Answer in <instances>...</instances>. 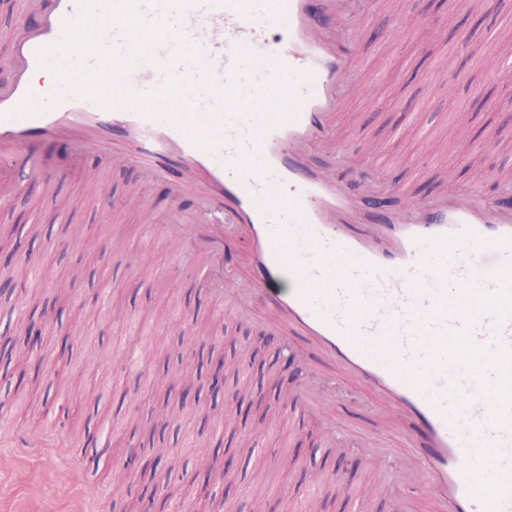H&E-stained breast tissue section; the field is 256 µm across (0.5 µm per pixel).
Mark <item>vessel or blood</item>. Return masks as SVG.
<instances>
[{"label":"vessel or blood","mask_w":512,"mask_h":512,"mask_svg":"<svg viewBox=\"0 0 512 512\" xmlns=\"http://www.w3.org/2000/svg\"><path fill=\"white\" fill-rule=\"evenodd\" d=\"M144 19L171 23L204 62L172 44L124 66L131 88H161L164 66L200 84L274 87L278 119L254 132L247 119L209 127L102 105L39 81L48 47L68 61L103 66L104 52L69 49L80 0H22L1 39L12 79L0 85V160L25 167L42 138L77 152L130 160L173 196L196 192L200 215H173L164 232L205 255L199 282L238 315L287 342L305 337L332 365L413 420L418 434L395 446L429 476L435 496L407 512H512V206L475 194L440 193L406 213L362 206L369 178L330 180L336 111L352 58L341 44L354 0H135ZM251 243L235 286L223 289L224 229ZM478 356L467 357L465 348Z\"/></svg>","instance_id":"obj_1"}]
</instances>
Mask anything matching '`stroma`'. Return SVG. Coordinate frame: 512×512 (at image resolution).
Segmentation results:
<instances>
[{"instance_id": "35a3bbf8", "label": "stroma", "mask_w": 512, "mask_h": 512, "mask_svg": "<svg viewBox=\"0 0 512 512\" xmlns=\"http://www.w3.org/2000/svg\"><path fill=\"white\" fill-rule=\"evenodd\" d=\"M437 19L450 27L448 39L428 42L421 25ZM354 33L356 84L336 115L339 161L326 172L336 183L375 171L378 189L368 203L407 210L410 201L436 190L463 192L479 184L487 205H496L499 185L512 181V69L501 68L503 45H512V0H446L438 16L423 0H357L346 22ZM36 169L56 173L45 183L18 172L20 187L0 204V240L20 241L0 277L12 278L14 291L0 306V334L22 336L30 311L53 298L55 283L70 280L65 299L52 312L51 332L37 355L40 372L26 371L17 395L0 408V512H127L130 503L155 485L166 488V512H208L201 492L214 487L223 512H289L302 494L298 477L319 472L314 512H344L346 490H361L359 512H400L386 484L369 487L374 469L368 441L394 443L407 427L393 409L363 390L315 353L295 364L275 339L250 328L244 346L254 360H241L243 397L213 396L211 373L224 350L215 336L234 335V314L224 311L199 285V262L174 250L160 228L178 209L198 212L201 200H172L166 185L147 181L143 171L100 153H77L63 140L41 144L30 156ZM104 179L105 192L86 193L88 178ZM121 211L118 223L105 213ZM54 299V298H53ZM154 349L182 348L187 364L200 370L198 405H181L162 365L131 361L132 337ZM108 347L112 360L90 371L85 356ZM312 376L315 385L335 381L334 401L325 412L346 422L356 437L342 449L330 447L316 420L295 399L293 375ZM154 393L167 404L165 438L181 468L135 477L130 492L113 490V474L124 469L128 448L148 433H132L129 414ZM262 400L275 418L253 455L240 453L254 434L251 403ZM50 431L79 452L71 471L58 450L22 451L19 438ZM236 448L227 479L209 472L201 451ZM95 491L82 505L78 487Z\"/></svg>"}]
</instances>
